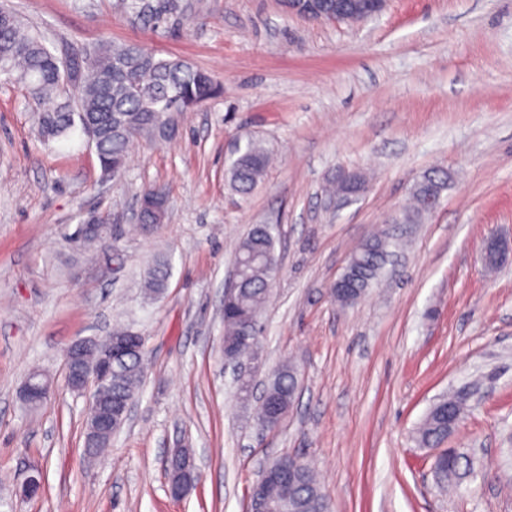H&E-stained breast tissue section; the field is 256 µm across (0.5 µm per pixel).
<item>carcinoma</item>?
<instances>
[{"label": "carcinoma", "mask_w": 512, "mask_h": 512, "mask_svg": "<svg viewBox=\"0 0 512 512\" xmlns=\"http://www.w3.org/2000/svg\"><path fill=\"white\" fill-rule=\"evenodd\" d=\"M130 8L144 22L156 25L177 11L178 0H132ZM20 85L38 101L64 102L37 115L38 132L43 141L65 137L78 128L92 131L101 170L119 172L126 164L132 145L140 140L162 145L178 133L180 118L221 91V84L210 73L182 59H162L139 44H104L87 56L69 52L64 44L48 47L43 35L24 26L17 14L0 8V75ZM269 158L261 145L250 140L230 160V184L240 194L251 193L260 182ZM448 174L432 171L417 182L412 193L413 206L406 215L417 218L421 199L430 190L441 193L447 188ZM274 226L239 243L236 261L242 262L247 289L236 304L224 307V345L244 355L248 346L239 344L241 333L261 320L263 305L279 272ZM390 243L383 236L366 241L349 259L359 267L354 284L370 288L392 256ZM168 265L158 262L149 272L147 287L154 295L166 288ZM142 357L131 355L115 363L112 369L114 391L135 399L143 380ZM297 375L288 364L278 368L270 390L283 409L290 408ZM460 418L464 400L451 396L436 403L418 431L419 442L426 447L439 445L448 436V421L439 409ZM288 464L300 474V505L288 506V512H313L316 506L328 509L311 465L296 457ZM444 480L453 482L471 471V463L454 450L435 461Z\"/></svg>", "instance_id": "obj_1"}]
</instances>
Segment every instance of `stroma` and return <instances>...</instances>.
I'll return each instance as SVG.
<instances>
[{
    "label": "stroma",
    "instance_id": "1",
    "mask_svg": "<svg viewBox=\"0 0 512 512\" xmlns=\"http://www.w3.org/2000/svg\"><path fill=\"white\" fill-rule=\"evenodd\" d=\"M146 25L121 0H0L75 50L138 43L209 71L220 95L172 141L134 145L103 175L81 131L49 143L38 105L0 75V512H247L263 464L310 461L331 512H512V256L488 271L483 243L512 240V0H389L357 24L312 21L279 0H181ZM255 140L274 162L255 190L226 169ZM451 179L435 212L400 223L416 180ZM366 177L339 206V170ZM168 188L163 224L136 231L143 187ZM100 246L71 239L90 217ZM277 227L280 270L263 310L256 380L298 372L288 416L262 431L224 362V285L250 225ZM397 263L348 306L333 285L373 232ZM171 267L163 295L144 280ZM144 338V377L109 453L84 457L87 395L64 353L115 324ZM50 399L22 404L32 370ZM468 409L445 440L473 473L443 489L417 430L440 398ZM189 449L198 478L166 491ZM41 480L23 496L29 477Z\"/></svg>",
    "mask_w": 512,
    "mask_h": 512
}]
</instances>
